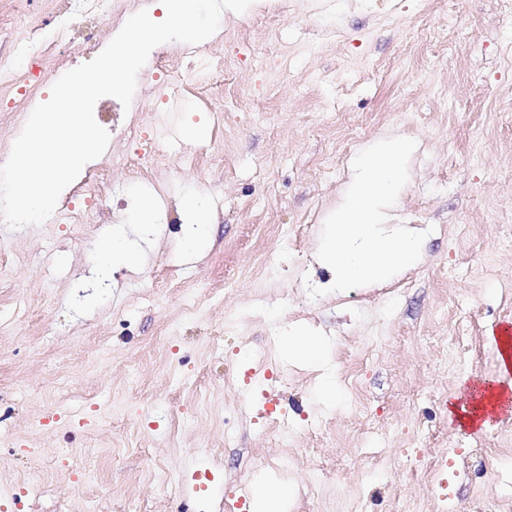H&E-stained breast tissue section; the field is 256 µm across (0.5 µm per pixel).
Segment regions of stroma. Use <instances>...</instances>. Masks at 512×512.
Returning a JSON list of instances; mask_svg holds the SVG:
<instances>
[{
  "instance_id": "1",
  "label": "stroma",
  "mask_w": 512,
  "mask_h": 512,
  "mask_svg": "<svg viewBox=\"0 0 512 512\" xmlns=\"http://www.w3.org/2000/svg\"><path fill=\"white\" fill-rule=\"evenodd\" d=\"M271 26L257 12L222 17L198 56L230 61L224 119L202 104L172 112L153 94L154 61L139 71L129 110L98 100L110 133L93 160L107 171L106 207L82 200V224L17 229L0 221V512H224L242 489L294 485L289 512H331L335 499L365 512H470L479 491L512 512V411L488 427L448 416L464 387L499 376L489 333L512 324V8L504 0H283ZM59 0H33L15 28L0 0V49L52 38ZM456 14L461 27L436 36ZM330 36L305 46L307 32ZM55 52L35 82L0 85V143L13 145L34 107L66 71L90 61ZM430 81L415 84L412 72ZM134 126L137 138L124 130ZM175 154L136 173L112 159L152 151L156 126ZM415 140L409 179L391 225L426 232L420 262L386 283L310 298L332 274L314 260L325 218L352 169L319 176L331 150L390 137ZM206 201L209 234L186 256L182 208ZM150 233L132 222L144 200ZM300 224L293 250L278 227ZM145 253L141 266L98 274L101 242L116 227ZM472 321L466 366L444 361L432 339ZM325 340L320 360L283 349L289 334ZM223 335L224 349L213 338ZM383 356H366L373 339ZM281 372L267 391L264 364ZM334 383L340 396L327 399ZM358 393L389 432L367 448L349 404ZM297 428L271 440L268 412ZM94 451L96 477L83 479ZM393 475L364 479L372 452ZM444 468L410 478L409 460L434 453ZM288 458L279 471L268 462ZM44 479L29 490L32 470Z\"/></svg>"
}]
</instances>
